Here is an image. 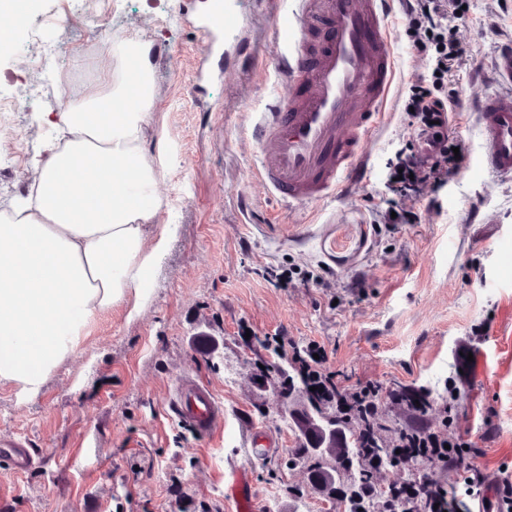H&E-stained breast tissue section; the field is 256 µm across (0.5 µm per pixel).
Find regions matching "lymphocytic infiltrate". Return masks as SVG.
I'll list each match as a JSON object with an SVG mask.
<instances>
[{
  "instance_id": "obj_1",
  "label": "lymphocytic infiltrate",
  "mask_w": 512,
  "mask_h": 512,
  "mask_svg": "<svg viewBox=\"0 0 512 512\" xmlns=\"http://www.w3.org/2000/svg\"><path fill=\"white\" fill-rule=\"evenodd\" d=\"M409 33L416 46L430 54L432 82L416 78L410 86L408 104L420 124L421 146L417 153L390 160L391 173L398 179L395 192L405 195L424 189L438 190L458 167L448 150L447 120L454 102L441 95L449 75L458 70L465 51L448 37V18L457 9L456 0H401Z\"/></svg>"
}]
</instances>
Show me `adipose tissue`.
Listing matches in <instances>:
<instances>
[{
  "label": "adipose tissue",
  "mask_w": 512,
  "mask_h": 512,
  "mask_svg": "<svg viewBox=\"0 0 512 512\" xmlns=\"http://www.w3.org/2000/svg\"><path fill=\"white\" fill-rule=\"evenodd\" d=\"M105 71L61 112L26 196L0 208V382L37 395L112 305L142 302L169 232L154 192L163 159L146 152L155 99L147 50L107 48Z\"/></svg>",
  "instance_id": "ef3b65f1"
}]
</instances>
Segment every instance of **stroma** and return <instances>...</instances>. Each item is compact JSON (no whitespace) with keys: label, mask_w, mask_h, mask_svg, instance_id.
<instances>
[{"label":"stroma","mask_w":512,"mask_h":512,"mask_svg":"<svg viewBox=\"0 0 512 512\" xmlns=\"http://www.w3.org/2000/svg\"><path fill=\"white\" fill-rule=\"evenodd\" d=\"M235 2L244 27L226 39V64L202 91L195 63L204 48L188 11L204 0H35L14 54L0 56L5 205L35 176L47 135L37 113L71 100V69L89 83L109 63L104 51L86 50L87 15L147 48L156 97L145 149L165 161L156 194L159 221L171 228L146 301L98 315L39 395L0 384V438L27 437L39 454L24 475L0 469V512H236L224 482L243 469L257 512H325L307 473L285 465L296 437L276 415L282 399L254 384L269 358L258 342L277 332L301 353L324 349L320 369L342 386L427 391L433 430L481 449L487 484L512 481V177L482 167L476 123L478 99L501 89L493 61L512 40V0H467L448 21L470 60L445 89L458 101L448 146L463 161L442 189L400 196L391 188L388 158L415 144L403 110L409 87L431 73L395 2V78L366 146L368 172L349 199L293 211L256 178L249 137L286 92L275 71L280 6ZM47 43L72 59L58 68L55 98L32 100L29 65ZM394 209L414 211L417 223H395ZM311 271L320 280L308 279ZM184 376L216 392L222 431L205 437L177 421L169 399ZM254 427L277 443L262 458L247 447ZM295 487L306 489L303 499L291 497Z\"/></svg>","instance_id":"obj_1"}]
</instances>
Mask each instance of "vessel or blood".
<instances>
[{
	"label": "vessel or blood",
	"instance_id": "1",
	"mask_svg": "<svg viewBox=\"0 0 512 512\" xmlns=\"http://www.w3.org/2000/svg\"><path fill=\"white\" fill-rule=\"evenodd\" d=\"M392 0H295L276 29L282 43L276 70L293 94L275 100L254 122L250 137L260 155L258 175L281 202L310 204L346 197L364 171V146L382 115L394 73L388 14ZM241 26L235 8L211 0L193 27L208 55L224 54V38ZM494 68L501 92L480 100L477 124L484 165L512 176V44L498 50ZM175 414L201 435L224 426V407L215 392L182 379L172 392ZM0 458L22 474L34 465L27 439L0 445ZM225 494L237 512H253L249 473H235Z\"/></svg>",
	"mask_w": 512,
	"mask_h": 512
}]
</instances>
